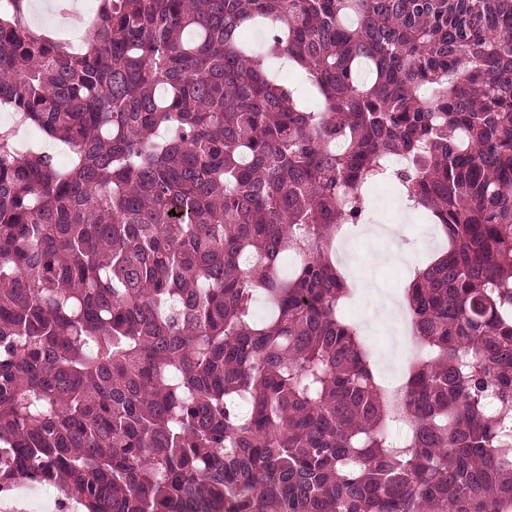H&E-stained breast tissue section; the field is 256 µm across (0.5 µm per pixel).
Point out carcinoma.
<instances>
[{
    "label": "carcinoma",
    "instance_id": "1",
    "mask_svg": "<svg viewBox=\"0 0 512 512\" xmlns=\"http://www.w3.org/2000/svg\"><path fill=\"white\" fill-rule=\"evenodd\" d=\"M95 2L74 46L0 0V107L71 151L0 126V493L512 505V0ZM383 181L447 240L394 395L332 260Z\"/></svg>",
    "mask_w": 512,
    "mask_h": 512
}]
</instances>
